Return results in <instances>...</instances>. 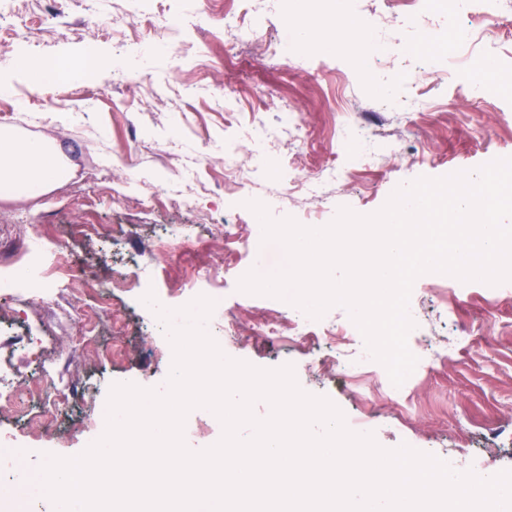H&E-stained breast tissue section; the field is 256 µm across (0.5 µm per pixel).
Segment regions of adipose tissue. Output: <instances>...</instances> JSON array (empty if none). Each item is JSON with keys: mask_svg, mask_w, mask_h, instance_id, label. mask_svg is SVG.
<instances>
[{"mask_svg": "<svg viewBox=\"0 0 512 512\" xmlns=\"http://www.w3.org/2000/svg\"><path fill=\"white\" fill-rule=\"evenodd\" d=\"M68 176L64 156L41 141H21L0 130V197L33 196Z\"/></svg>", "mask_w": 512, "mask_h": 512, "instance_id": "obj_1", "label": "adipose tissue"}]
</instances>
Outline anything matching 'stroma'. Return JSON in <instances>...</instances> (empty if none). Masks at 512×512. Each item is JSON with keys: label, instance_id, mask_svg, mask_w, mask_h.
Returning <instances> with one entry per match:
<instances>
[{"label": "stroma", "instance_id": "obj_1", "mask_svg": "<svg viewBox=\"0 0 512 512\" xmlns=\"http://www.w3.org/2000/svg\"><path fill=\"white\" fill-rule=\"evenodd\" d=\"M138 0H0V29H21L26 38L0 47V128L18 138L53 143L69 163L68 179L35 198L0 199V210H20L30 232L62 243V261L79 265L71 291L54 309L41 303L0 300V323L16 332L33 329L35 354L56 360L53 382L15 388L13 410L0 413V442L27 447L18 469L37 474L44 455L71 457L104 432L112 384L166 387L171 371L170 342L158 335L141 302L139 289L113 287L112 271L160 243L168 224L187 225L189 244L165 262L149 264L143 278L171 296L194 270L225 266L214 295L215 335L233 316L251 342L240 360L275 369L293 365L306 392L328 397L345 417L367 416L379 446L401 445L437 457L456 454L461 463L480 458L487 475L512 470V289L473 283L460 289L451 278L419 276L410 301L421 323L410 346L420 352L426 340L447 342L461 326L471 334L467 347L450 359L428 362L413 379L405 401H393L372 373L353 377L343 367L327 373L309 368L328 347L359 351L362 336L332 339L306 348L293 340L268 344L260 320L283 319L289 304L239 291L250 269L272 272L285 263L282 247L258 246L242 259L239 243L210 237L208 215L229 212L234 223H255V215L225 191L224 152L236 151L253 167L255 200L269 203L273 218L330 223L339 208L368 215L381 209L395 188L420 176L440 177L475 171L496 158L512 157V0H499L503 21L480 51L489 66L480 77L489 84L485 104H475L470 73L446 84L421 74L423 62L441 67L468 51L453 38L469 27L460 14L419 13L395 0L399 18L390 26L375 14L379 0H353L349 17L367 30L376 51L369 71H361L331 50L304 46L289 59L258 56L231 37L212 35L239 0H160L158 14L177 20L182 38L170 50L152 55L134 73L112 68L114 57L132 41L147 39L136 13ZM336 0H262L259 31L268 42H296L304 26H325ZM36 55L83 68L84 76L62 90L40 84L8 68L11 58ZM406 76L403 95L428 100L416 112H389L383 86ZM290 108L303 126L302 137L281 122ZM369 119L378 147L369 164L346 158L340 131L356 116ZM277 128L268 149L251 152L254 122ZM281 165L310 185L333 169L321 203L308 189L261 174ZM153 197L155 210L136 206ZM93 387L97 403L83 413L73 402L55 427L42 425L44 399L55 389ZM223 428L208 409L189 412L184 440L193 451L219 441Z\"/></svg>", "mask_w": 512, "mask_h": 512}]
</instances>
